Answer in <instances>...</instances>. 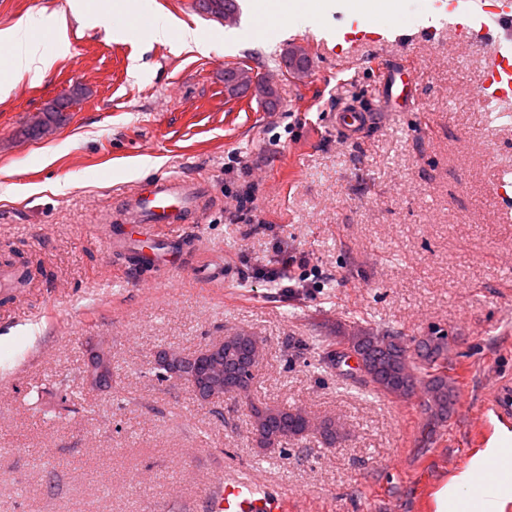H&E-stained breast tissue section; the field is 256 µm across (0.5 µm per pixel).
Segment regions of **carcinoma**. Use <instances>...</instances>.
<instances>
[{
    "label": "carcinoma",
    "instance_id": "1",
    "mask_svg": "<svg viewBox=\"0 0 512 512\" xmlns=\"http://www.w3.org/2000/svg\"><path fill=\"white\" fill-rule=\"evenodd\" d=\"M224 85L228 93L238 96L250 89L260 92L266 104L274 105L275 93L267 91L254 82L249 71L243 68H230L224 72ZM63 111V103L53 102L42 110L34 124L37 129H45L56 123ZM253 334L242 331L213 352L212 359L196 357L191 364V377L186 379L200 398L210 393L213 387L223 388L230 394L237 389H251L255 374L254 364L247 357L252 345ZM334 349L325 359L334 362L345 354L354 351L360 355L362 366L358 372L360 385L376 394L389 396L401 393L408 395L414 381L427 386L424 410L429 413L427 427L421 442L426 443L435 428L448 421L453 412L457 393L448 379L449 337L441 329L418 339L406 341L397 331L374 332L362 327H336ZM222 366V372L213 373L212 362ZM251 426L260 428L262 440H253L257 448H279L286 440L301 441L316 434L323 445L333 447L342 438L336 423L327 420L317 425L307 412L300 408L280 407L268 404H250Z\"/></svg>",
    "mask_w": 512,
    "mask_h": 512
}]
</instances>
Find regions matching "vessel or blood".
<instances>
[{
  "mask_svg": "<svg viewBox=\"0 0 512 512\" xmlns=\"http://www.w3.org/2000/svg\"><path fill=\"white\" fill-rule=\"evenodd\" d=\"M478 0H444L448 27L470 47L483 50L487 65L482 81L473 91L481 102L512 99V0H503L490 15L478 12ZM384 32L374 27L352 24L343 35L347 49L378 43ZM416 83L411 66L393 69L384 80L382 98L392 111L410 110L415 105ZM365 111L346 106L336 113V127L344 134L357 133L366 121ZM200 197L195 188L175 177L140 184L128 198L119 215L126 229L114 240V248L137 251L145 241L155 243L157 252L147 259L164 273L175 271L184 256L195 247L197 237L190 222L199 210ZM491 407L501 416H512V383H498L489 395ZM493 498L512 502V469H503L497 460H488L477 475L469 494L448 504V512H484ZM205 512H291L286 494L275 492L245 477L219 475L208 484L203 497Z\"/></svg>",
  "mask_w": 512,
  "mask_h": 512,
  "instance_id": "obj_1",
  "label": "vessel or blood"
}]
</instances>
